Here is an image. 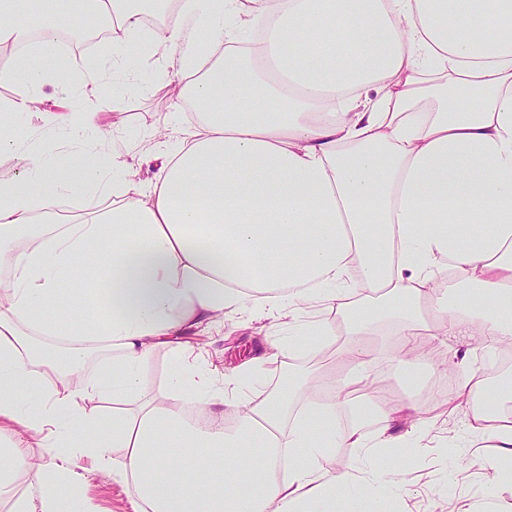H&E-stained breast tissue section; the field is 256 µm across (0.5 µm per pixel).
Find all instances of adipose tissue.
Masks as SVG:
<instances>
[{
    "label": "adipose tissue",
    "instance_id": "1",
    "mask_svg": "<svg viewBox=\"0 0 512 512\" xmlns=\"http://www.w3.org/2000/svg\"><path fill=\"white\" fill-rule=\"evenodd\" d=\"M150 7L172 17L145 37ZM76 11L108 32L84 93L114 73L140 80L133 61L148 47L184 79L195 122L173 104L137 155L97 113L45 108L43 86L74 65L56 46ZM0 47L15 51L0 69L14 89L0 105V155L22 159L0 180L10 512H101L78 488L80 456L133 485L132 512H390L433 418L377 385L373 326L394 322L410 390L443 365L433 343H512V0H67L47 13L0 0ZM22 118L82 140L87 158L23 152ZM443 269L448 285L434 287ZM64 280L84 287L76 323ZM319 306L342 318L344 341L329 321H303ZM229 313L288 319L271 357L330 349L323 387L303 376L257 402L260 359L210 370L186 334ZM161 347L169 388L148 397L142 369ZM444 365L463 445L487 464L481 512H497L512 481V385L490 387L466 354ZM33 448L48 461L34 463ZM336 448L353 449L351 468H328ZM17 474L31 492L12 490Z\"/></svg>",
    "mask_w": 512,
    "mask_h": 512
}]
</instances>
